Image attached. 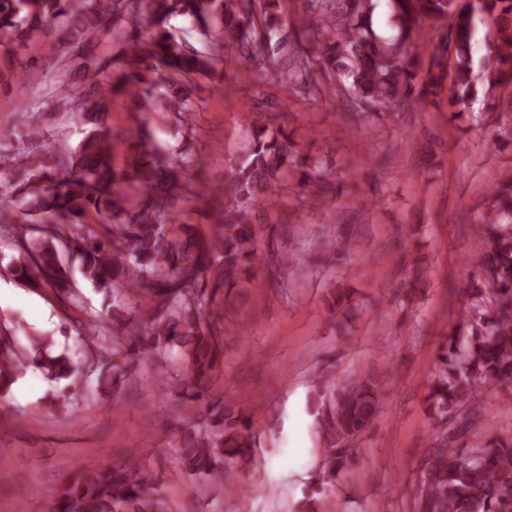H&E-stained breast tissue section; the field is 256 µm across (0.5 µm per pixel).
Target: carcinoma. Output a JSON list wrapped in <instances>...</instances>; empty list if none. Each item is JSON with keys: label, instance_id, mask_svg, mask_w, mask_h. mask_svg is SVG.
<instances>
[{"label": "carcinoma", "instance_id": "obj_1", "mask_svg": "<svg viewBox=\"0 0 512 512\" xmlns=\"http://www.w3.org/2000/svg\"><path fill=\"white\" fill-rule=\"evenodd\" d=\"M396 34L381 37L372 24V0H325L321 23L310 29L299 21L305 47L301 61H315L323 73H337L345 91L360 102L381 105L414 92L413 36L423 18H452L443 51L453 50L448 70V106L461 116L473 101L495 99L496 89L512 86V0H480L478 14L459 0H389ZM267 0L261 8L266 42L276 35L275 16ZM135 9L147 13V31L127 42L125 54L138 72L120 85L135 106L150 98L181 121L192 112L184 85L168 73L183 77L206 75L209 61L198 50L176 40L166 28L168 17L192 18L201 35L210 23L224 25L226 43L247 51V70L274 64L285 80L307 75L290 59L265 60L255 55V30L247 29L246 10L239 0H0V50L10 52L42 31L55 32L52 52L74 69L85 67L83 47L101 31L112 34V22ZM496 26L489 55L474 68L472 46L477 34L475 16ZM79 93L69 98L71 110L87 126L83 138L64 153H19L10 169L0 170V224L26 222L15 239L17 262L10 273L36 288H67L73 259L80 273L98 291L112 293V306L136 297L149 314L143 326L119 334L124 324L112 319V360L98 366V386L124 384L129 368L142 355L156 356V381L167 384L168 358L190 368L183 379L189 398L203 399L217 385L215 369L223 355L222 327L208 304L228 302L230 289L241 284L248 263L261 264L265 252L253 221L255 208L278 196L291 177L304 186L327 175L326 164L311 167L298 158L293 134L272 126L265 113L249 116L253 135L247 159L224 176V213L217 233L206 242H182L168 225L178 216L173 201L191 182L181 174L196 160L175 169L157 154L153 164L131 159L127 168L114 165L107 97ZM489 211L478 233L484 249L477 267L487 288L459 291L461 313L448 331L426 401L429 412L444 419L476 397L493 391L512 373V175L491 186ZM96 216L111 225L106 236L85 227ZM48 336L28 337L24 365L66 387L73 384L74 365L64 353L55 354ZM178 353H173V350ZM19 360L13 338L0 333V396L15 381ZM244 391L219 400L202 427L185 433L180 445L185 467L211 488V477L225 465L246 460L259 432L240 405ZM381 399L378 386L361 378L336 385L313 384L312 408L324 442L322 480L328 481L352 459L348 442L372 423ZM464 448H442L423 473L418 512H512V441H489L475 449L477 456L459 462ZM156 482L130 453L110 467L92 461L72 466L71 477L56 490L51 512H157Z\"/></svg>", "mask_w": 512, "mask_h": 512}]
</instances>
